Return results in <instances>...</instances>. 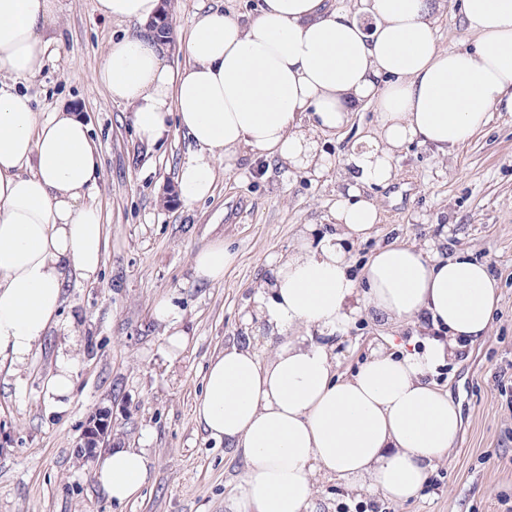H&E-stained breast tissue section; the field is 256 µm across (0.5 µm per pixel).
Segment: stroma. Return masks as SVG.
<instances>
[{
    "mask_svg": "<svg viewBox=\"0 0 512 512\" xmlns=\"http://www.w3.org/2000/svg\"><path fill=\"white\" fill-rule=\"evenodd\" d=\"M259 0H174L173 37L185 38L198 15L253 12ZM462 0H445L437 44L474 43ZM40 72L16 80L36 111L72 108L89 122L101 171L90 200L101 213L106 252L97 281L68 274L63 306L21 372L0 363V512H224L242 475L239 457L209 438L193 408L210 359L225 344L250 338L261 358L273 342L261 323L244 325L268 256L285 253L304 225L314 237L333 233L331 211L345 189L346 158L374 125L376 107L360 106L339 133L319 139L331 161L315 177L279 161L247 158L233 175L217 174L207 199L187 204L164 197L192 149L182 132L156 145L140 142L128 105L112 101L93 79L109 40L138 30L135 22L103 19L95 0H60ZM396 180L366 188L382 212L375 234L350 243L354 268L396 239L439 240L446 255L466 252L487 265L500 301L487 337L432 376L460 407L462 426L448 462L402 505L379 495L355 496L327 476L317 486L318 512H499L512 500V112L496 111L487 126L448 156L411 144L396 160ZM223 241L236 260L222 281L195 278L191 259ZM169 298L191 341L170 357L165 331L152 317ZM427 325L385 322L361 314L341 337L338 372L394 341L411 349L430 336ZM76 361L68 408L51 411L43 388L62 357ZM112 412L111 447L144 449L153 461L136 498L112 502L96 464L75 453L96 408Z\"/></svg>",
    "mask_w": 512,
    "mask_h": 512,
    "instance_id": "stroma-1",
    "label": "stroma"
}]
</instances>
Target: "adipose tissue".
Masks as SVG:
<instances>
[{"instance_id":"1","label":"adipose tissue","mask_w":512,"mask_h":512,"mask_svg":"<svg viewBox=\"0 0 512 512\" xmlns=\"http://www.w3.org/2000/svg\"><path fill=\"white\" fill-rule=\"evenodd\" d=\"M444 0H260L240 19L212 11L182 42L175 70L161 43L141 32L111 40L95 74L111 99L132 108L140 140L156 143L178 125L193 144L178 175L188 203L212 193L215 163L236 172L247 153L301 170L326 171L315 133L342 130L360 105L376 103L375 128L352 147L354 184L336 199V231L310 242L301 230L268 258L246 321L279 339L261 361L231 344L208 364L194 419L241 454L244 475L224 512H316V485L331 475L352 491L396 503L414 497L455 447L462 419L429 376L485 339L500 301L485 264L438 248L394 242L362 278L346 243L371 236L381 217L366 187L397 176L399 150L419 142L448 153L491 110L512 112V0H463L474 47L436 42ZM101 17L148 23L161 0H96ZM58 0H0V359L23 369L55 323L67 271L94 280L106 248L99 210L87 198L100 153L78 112L36 111L12 82L43 64V31ZM400 322L427 316L440 330L424 350L394 357L372 350L348 378L334 369L331 338L361 310ZM144 451L102 455L96 478L124 502L147 481Z\"/></svg>"}]
</instances>
